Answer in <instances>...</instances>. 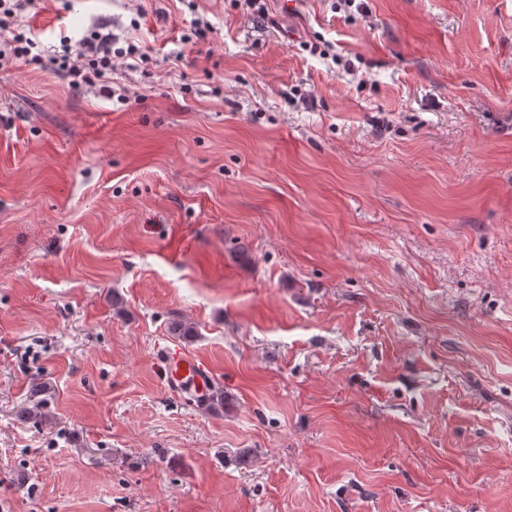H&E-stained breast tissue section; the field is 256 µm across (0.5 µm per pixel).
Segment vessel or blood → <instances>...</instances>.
<instances>
[{
  "label": "vessel or blood",
  "instance_id": "vessel-or-blood-1",
  "mask_svg": "<svg viewBox=\"0 0 512 512\" xmlns=\"http://www.w3.org/2000/svg\"><path fill=\"white\" fill-rule=\"evenodd\" d=\"M161 363L163 378L171 393L192 395L199 404H207L208 391L215 382V374L208 363L177 344L163 348Z\"/></svg>",
  "mask_w": 512,
  "mask_h": 512
}]
</instances>
